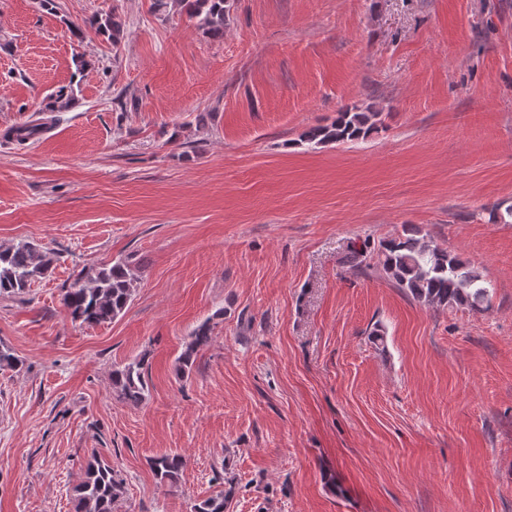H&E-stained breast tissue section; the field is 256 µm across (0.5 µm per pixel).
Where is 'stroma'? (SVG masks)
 <instances>
[{
  "instance_id": "35a3bbf8",
  "label": "stroma",
  "mask_w": 512,
  "mask_h": 512,
  "mask_svg": "<svg viewBox=\"0 0 512 512\" xmlns=\"http://www.w3.org/2000/svg\"><path fill=\"white\" fill-rule=\"evenodd\" d=\"M57 3L0 0V243L58 257L0 298L24 360L0 370V512H74L96 453L115 512H192L228 479L230 512H512V223L490 218L512 205V0H229L220 40L154 0ZM112 11L116 45L86 25ZM354 106L378 130L304 141ZM409 226L477 269L486 309L352 267ZM111 260L138 266L130 306L72 322L64 288ZM140 357L130 406L110 374ZM74 102L75 93L71 85L59 88L43 100L44 108L51 112L67 111L73 106ZM211 320H205L197 326L191 336V341L187 344L185 350L179 357V363L182 372L185 368L191 367L195 361V355L201 347L206 346L212 339L213 326ZM185 459L180 454H167L152 460L153 471L160 483L174 486L185 467Z\"/></svg>"
}]
</instances>
